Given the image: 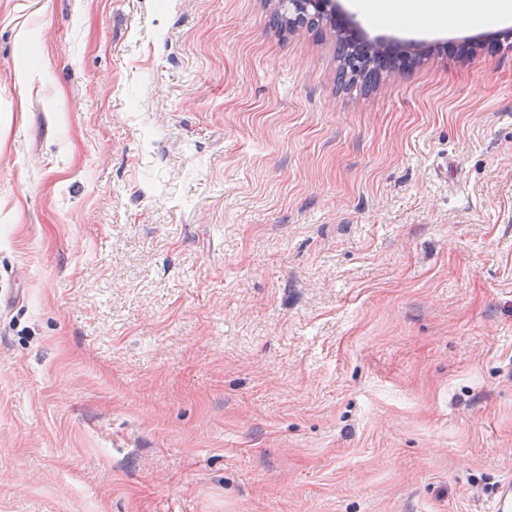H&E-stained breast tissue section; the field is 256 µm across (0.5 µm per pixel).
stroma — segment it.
<instances>
[{
    "instance_id": "1",
    "label": "stroma",
    "mask_w": 512,
    "mask_h": 512,
    "mask_svg": "<svg viewBox=\"0 0 512 512\" xmlns=\"http://www.w3.org/2000/svg\"><path fill=\"white\" fill-rule=\"evenodd\" d=\"M268 0H0V512H487L512 478V45L369 94ZM496 44H489V37Z\"/></svg>"
}]
</instances>
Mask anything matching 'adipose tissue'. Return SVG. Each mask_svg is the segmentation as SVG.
Returning <instances> with one entry per match:
<instances>
[{
  "label": "adipose tissue",
  "mask_w": 512,
  "mask_h": 512,
  "mask_svg": "<svg viewBox=\"0 0 512 512\" xmlns=\"http://www.w3.org/2000/svg\"><path fill=\"white\" fill-rule=\"evenodd\" d=\"M350 5L384 24L479 26L512 21V0H351Z\"/></svg>",
  "instance_id": "obj_1"
}]
</instances>
